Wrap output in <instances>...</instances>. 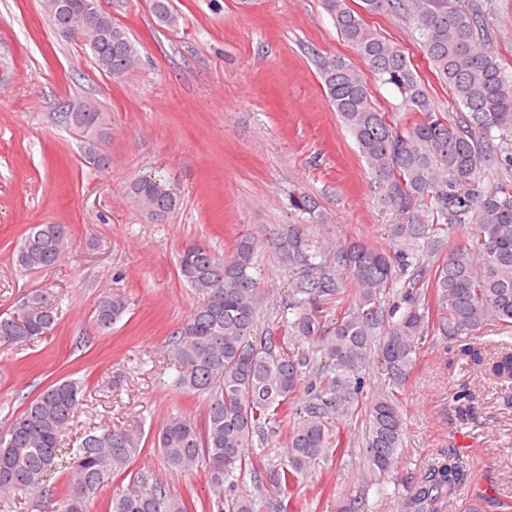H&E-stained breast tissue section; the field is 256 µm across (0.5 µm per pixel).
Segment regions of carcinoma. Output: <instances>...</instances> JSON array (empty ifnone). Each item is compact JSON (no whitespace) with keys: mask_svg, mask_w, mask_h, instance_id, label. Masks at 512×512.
<instances>
[{"mask_svg":"<svg viewBox=\"0 0 512 512\" xmlns=\"http://www.w3.org/2000/svg\"><path fill=\"white\" fill-rule=\"evenodd\" d=\"M402 7L418 35L423 57L463 107L454 117L435 109L431 95L404 51L371 29L363 14L389 2ZM81 12L80 37L94 63L114 79L137 64L139 51L128 32L112 22L97 0H67ZM344 40L390 86L401 105L415 114L402 126L372 103L370 84L350 60L326 58L320 76L329 101L355 141L380 191L401 221L390 229L388 249L361 242L340 247L336 264L317 249L305 228L294 224L282 240L298 277L288 291L294 347L272 332H258L256 282L250 273L258 243L241 236L226 257L199 245L179 256L178 274L197 300L170 345L177 387L207 397L203 423L170 415L157 430L158 448L170 471L190 474L202 467L211 486V512H290L296 490L309 473L345 447L336 423L358 410L363 372L374 365L383 386L365 403L360 456L361 488L342 512H368L369 495L385 494L402 454L406 414L399 399L421 350L434 339L457 344V356L485 380L503 386L501 401L512 409V198L489 182L500 166L512 167V145L495 132L512 129V73L490 48L492 33L477 0H321ZM158 21L170 28L180 17L168 0H153ZM71 129L84 124L86 156L106 165L99 144L105 138L97 112H60ZM133 199L157 220L177 207L162 182L136 180ZM466 240L446 248L437 234L446 226ZM64 224H35L15 250L25 270H50L68 251ZM441 260L421 262L425 246ZM417 267L402 282L400 271ZM351 289V303L331 317L327 304ZM128 311L125 297L107 293L94 306V320L108 330ZM59 316L56 296L31 292L21 308L0 314V343L27 345L47 335ZM503 334L490 352L484 333ZM85 392L63 378L38 393L0 430V493H40L66 460L67 486L55 512H89L106 482L124 472L142 434L100 425L76 447L62 440L79 416ZM461 420L475 412V394L457 397ZM293 416L285 458L262 463L248 454L265 427ZM252 492L236 493L244 476ZM472 472L454 452L428 467L402 504V512H447ZM109 512H188L186 501L145 475L112 498Z\"/></svg>","mask_w":512,"mask_h":512,"instance_id":"carcinoma-1","label":"carcinoma"}]
</instances>
